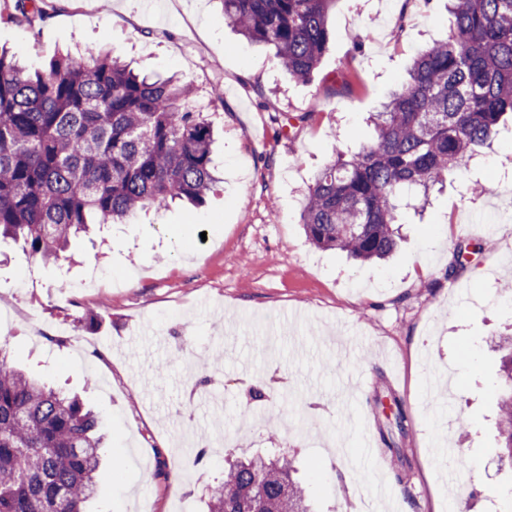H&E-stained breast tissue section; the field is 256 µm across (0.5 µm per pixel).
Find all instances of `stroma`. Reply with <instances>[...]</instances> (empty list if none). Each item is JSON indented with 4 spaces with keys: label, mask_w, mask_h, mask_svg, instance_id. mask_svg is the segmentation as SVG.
I'll use <instances>...</instances> for the list:
<instances>
[{
    "label": "stroma",
    "mask_w": 512,
    "mask_h": 512,
    "mask_svg": "<svg viewBox=\"0 0 512 512\" xmlns=\"http://www.w3.org/2000/svg\"><path fill=\"white\" fill-rule=\"evenodd\" d=\"M447 3L334 0L328 49L301 83L225 23L221 0H45L31 23L0 0V47L30 70L100 46L192 81L214 125L221 181L201 204L92 229L55 263L0 244L13 361L101 420L89 512H203L229 457L272 450L295 456L314 512H364L383 484L396 512H448L452 491L467 512H512L494 426L495 336L512 327V123L424 210L402 209L388 260L316 247L300 223L315 174L374 139L371 117L418 49L445 39ZM347 68L352 88L337 91ZM284 113L306 119L285 135ZM203 375L213 385L193 389ZM256 382L267 400L246 401ZM457 415L467 431L449 426ZM393 446L409 459L400 481Z\"/></svg>",
    "instance_id": "1"
}]
</instances>
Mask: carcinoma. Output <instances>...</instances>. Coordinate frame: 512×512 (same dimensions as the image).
<instances>
[{
	"label": "carcinoma",
	"instance_id": "cac0c4a2",
	"mask_svg": "<svg viewBox=\"0 0 512 512\" xmlns=\"http://www.w3.org/2000/svg\"><path fill=\"white\" fill-rule=\"evenodd\" d=\"M333 0H223L224 21L271 46L306 82L329 43ZM43 0H18L27 22ZM448 37L415 58L376 113L371 144L341 152L300 214L309 241L362 262L398 246L400 202L469 166L512 115V0H448ZM193 84L136 73L89 47L31 73L0 52V239L44 262L91 224L198 202L215 182L210 125L187 107ZM496 429L512 462V351L502 360ZM105 439L93 410L14 367L0 345V512H85ZM282 457L236 460L209 489L207 512H312Z\"/></svg>",
	"mask_w": 512,
	"mask_h": 512
}]
</instances>
